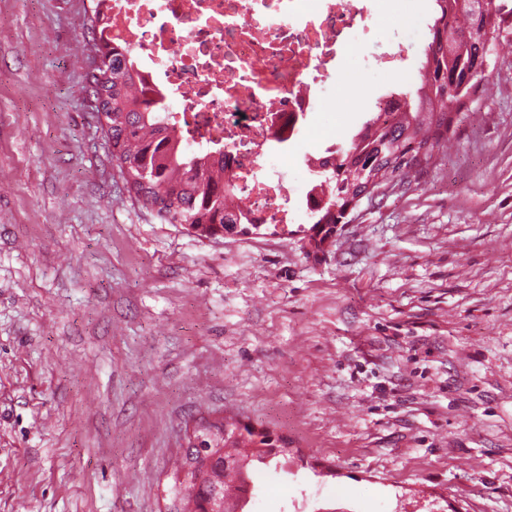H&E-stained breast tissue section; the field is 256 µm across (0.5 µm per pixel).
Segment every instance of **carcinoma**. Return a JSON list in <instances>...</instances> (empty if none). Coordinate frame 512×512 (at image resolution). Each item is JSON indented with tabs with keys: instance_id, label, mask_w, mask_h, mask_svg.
<instances>
[{
	"instance_id": "obj_1",
	"label": "carcinoma",
	"mask_w": 512,
	"mask_h": 512,
	"mask_svg": "<svg viewBox=\"0 0 512 512\" xmlns=\"http://www.w3.org/2000/svg\"><path fill=\"white\" fill-rule=\"evenodd\" d=\"M105 0H96L93 23L96 50L105 71L109 99L107 138L127 191L156 211L168 224H187L195 234L211 238L224 232L256 228L257 220L239 208L228 211L236 186L224 180V169H211L169 121L154 92L140 79L127 52L104 39ZM430 40L421 62L422 82L415 94L401 92L392 111L377 112L350 141L336 148V162L313 170L317 202L308 208L312 224H337L360 187L385 186L403 179L410 170L448 142L460 112L476 93L472 71L487 60L489 43L501 26L512 20V0H477L463 11L458 0H435ZM208 442L226 449L234 467L225 484L238 495L253 486L252 475L269 463L275 447L268 429L255 430L223 417L210 423ZM210 481L203 465L187 473L177 493L185 505L202 506Z\"/></svg>"
}]
</instances>
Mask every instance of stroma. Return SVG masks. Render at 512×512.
I'll return each mask as SVG.
<instances>
[{
    "instance_id": "stroma-1",
    "label": "stroma",
    "mask_w": 512,
    "mask_h": 512,
    "mask_svg": "<svg viewBox=\"0 0 512 512\" xmlns=\"http://www.w3.org/2000/svg\"><path fill=\"white\" fill-rule=\"evenodd\" d=\"M93 0H0V512H170L187 425L288 440L246 512H512V26L445 146L309 253L306 210L217 239L125 189L84 86ZM432 16H378L348 140L418 76Z\"/></svg>"
}]
</instances>
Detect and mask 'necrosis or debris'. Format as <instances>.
Instances as JSON below:
<instances>
[{"mask_svg":"<svg viewBox=\"0 0 512 512\" xmlns=\"http://www.w3.org/2000/svg\"><path fill=\"white\" fill-rule=\"evenodd\" d=\"M396 0H107V37L124 48L199 150L224 151V174L265 224L301 200L270 162L327 90L354 67L344 46Z\"/></svg>","mask_w":512,"mask_h":512,"instance_id":"obj_1","label":"necrosis or debris"}]
</instances>
